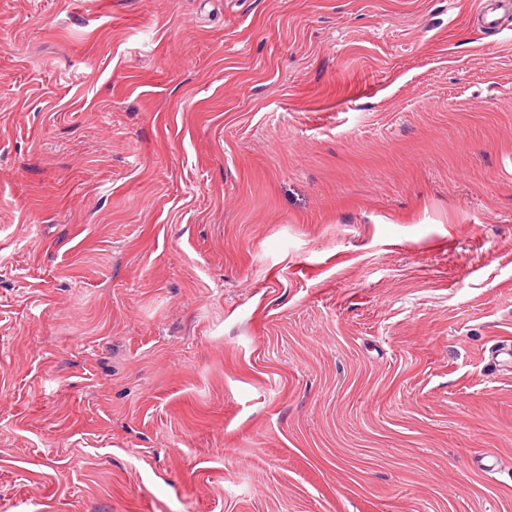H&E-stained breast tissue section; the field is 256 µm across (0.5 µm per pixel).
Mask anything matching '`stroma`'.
Here are the masks:
<instances>
[{
	"label": "stroma",
	"instance_id": "stroma-1",
	"mask_svg": "<svg viewBox=\"0 0 512 512\" xmlns=\"http://www.w3.org/2000/svg\"><path fill=\"white\" fill-rule=\"evenodd\" d=\"M479 3L0 0V512H512Z\"/></svg>",
	"mask_w": 512,
	"mask_h": 512
}]
</instances>
